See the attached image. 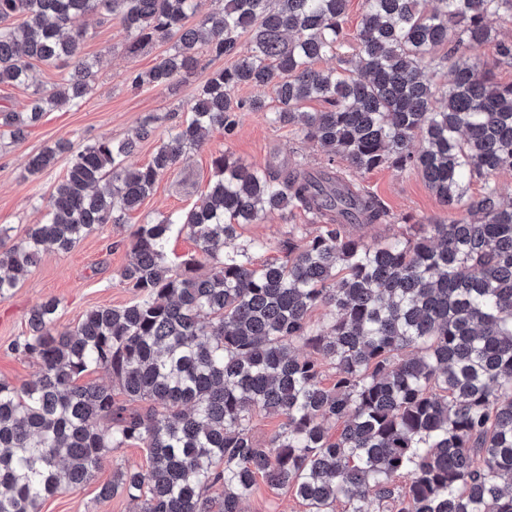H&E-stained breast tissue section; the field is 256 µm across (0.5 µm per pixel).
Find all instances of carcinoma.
Returning <instances> with one entry per match:
<instances>
[{
    "mask_svg": "<svg viewBox=\"0 0 512 512\" xmlns=\"http://www.w3.org/2000/svg\"><path fill=\"white\" fill-rule=\"evenodd\" d=\"M212 2L203 14L202 0H0V85L33 87L22 110L0 105V128L15 139L94 90L90 16L117 19L130 54L176 37L173 53L128 73L135 89L174 85L203 48L231 60L146 165L126 164L146 124L133 138L75 151L59 141L29 157L39 175L71 154L43 220L8 247L11 228L0 225V299L45 247L69 251L126 223L207 134L230 130L233 112L295 127L326 160L316 172L274 170L219 153L188 211L134 231L120 278L135 302L89 310L72 330L57 325V301L32 309L11 349L40 374L20 387L0 379V512H40L132 445L147 468L117 469L98 497L120 492L137 512H244L260 481L307 512L338 501L344 512H512V202L492 181L512 171V83L480 57L491 46L512 61L495 30L512 0H362L347 57L349 0ZM323 59L338 64L317 68ZM35 62L67 69L63 89L33 85ZM427 67L450 69V84L426 79ZM268 84L273 108L236 97ZM314 99L326 107L304 110ZM338 159L360 172H418L452 217L364 243L350 225L399 219ZM296 210L308 224L292 226L279 256L257 265L252 252L268 244L236 243L244 225ZM175 230L198 250L181 269L167 259ZM97 368L112 386L78 384ZM261 412L282 418L263 444L251 428Z\"/></svg>",
    "mask_w": 512,
    "mask_h": 512,
    "instance_id": "obj_1",
    "label": "carcinoma"
}]
</instances>
